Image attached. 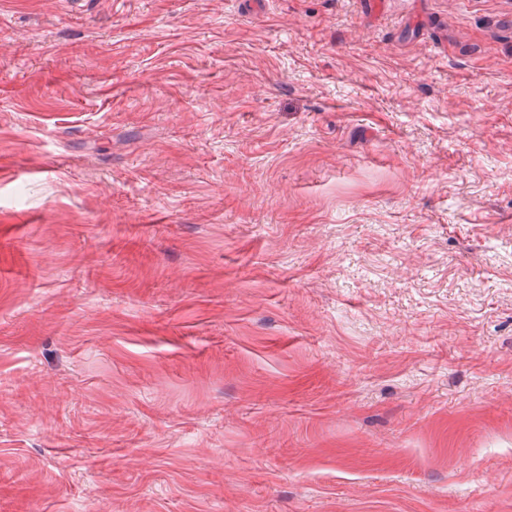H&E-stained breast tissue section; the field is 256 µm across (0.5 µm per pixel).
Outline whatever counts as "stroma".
Segmentation results:
<instances>
[{"label": "stroma", "mask_w": 512, "mask_h": 512, "mask_svg": "<svg viewBox=\"0 0 512 512\" xmlns=\"http://www.w3.org/2000/svg\"><path fill=\"white\" fill-rule=\"evenodd\" d=\"M0 512H512V0H0Z\"/></svg>", "instance_id": "35a3bbf8"}]
</instances>
